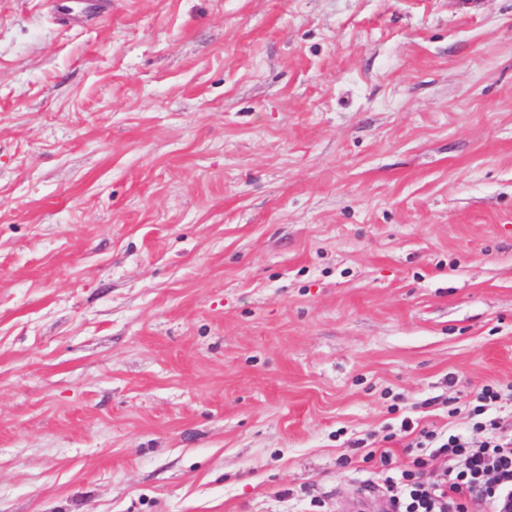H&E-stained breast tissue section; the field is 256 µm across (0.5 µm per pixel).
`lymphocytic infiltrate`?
Returning <instances> with one entry per match:
<instances>
[{
    "label": "lymphocytic infiltrate",
    "instance_id": "obj_1",
    "mask_svg": "<svg viewBox=\"0 0 512 512\" xmlns=\"http://www.w3.org/2000/svg\"><path fill=\"white\" fill-rule=\"evenodd\" d=\"M498 398L492 384L476 396L471 415L474 431L485 436L480 444L461 434L423 429L416 446L429 449V456H416L407 467L396 469L390 455L381 453L389 512H512V433L501 417L488 415ZM440 457H459L464 465L448 470L443 481L422 479L429 460Z\"/></svg>",
    "mask_w": 512,
    "mask_h": 512
}]
</instances>
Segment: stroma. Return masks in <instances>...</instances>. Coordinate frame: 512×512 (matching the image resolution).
I'll list each match as a JSON object with an SVG mask.
<instances>
[{
  "mask_svg": "<svg viewBox=\"0 0 512 512\" xmlns=\"http://www.w3.org/2000/svg\"><path fill=\"white\" fill-rule=\"evenodd\" d=\"M512 416V0H0V512H386Z\"/></svg>",
  "mask_w": 512,
  "mask_h": 512,
  "instance_id": "1",
  "label": "stroma"
}]
</instances>
